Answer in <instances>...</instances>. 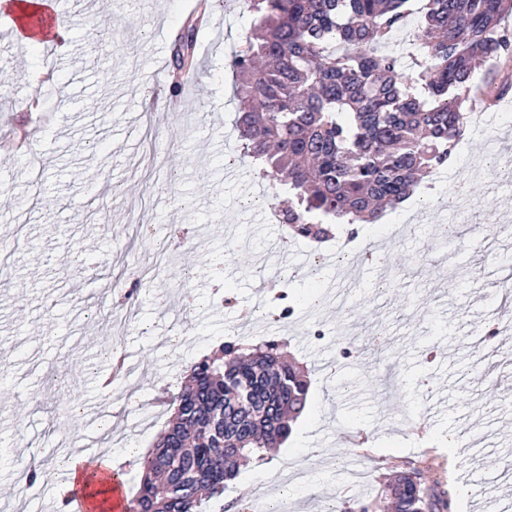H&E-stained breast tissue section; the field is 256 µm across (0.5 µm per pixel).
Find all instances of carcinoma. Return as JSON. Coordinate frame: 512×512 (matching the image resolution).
<instances>
[{
  "label": "carcinoma",
  "mask_w": 512,
  "mask_h": 512,
  "mask_svg": "<svg viewBox=\"0 0 512 512\" xmlns=\"http://www.w3.org/2000/svg\"><path fill=\"white\" fill-rule=\"evenodd\" d=\"M253 34L231 66L243 156L288 192L287 234L325 241L353 224H375L448 165L468 126L471 86L489 60L512 53L501 30L512 0H244ZM419 19L424 48L409 69L382 51ZM196 24L185 28L174 68L193 65ZM286 343L236 338L189 368L172 414L136 457L139 489L127 512H224V489L292 431L310 381L282 353ZM43 460L26 484L51 478ZM391 512H442L446 493L414 470L396 473Z\"/></svg>",
  "instance_id": "cac0c4a2"
}]
</instances>
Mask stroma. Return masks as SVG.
Listing matches in <instances>:
<instances>
[{"label":"stroma","instance_id":"stroma-1","mask_svg":"<svg viewBox=\"0 0 512 512\" xmlns=\"http://www.w3.org/2000/svg\"><path fill=\"white\" fill-rule=\"evenodd\" d=\"M197 2L54 0L71 30L62 49L16 38L0 9V143L23 134L41 156L36 176L27 154H0V505L58 504L56 478L26 495L31 456L102 443L133 493L131 455L163 428L164 401L235 328L245 340L286 339L311 390L288 440L243 469L225 502L257 488L268 503L287 497L291 512H328L380 502L387 478L406 469L448 493V512H512V338L483 340L512 328V180L484 146L494 137L512 148V60L489 64L475 99L484 120L467 128L448 178L364 225L366 242L386 248L383 272H358L349 289L341 241H289L299 307L282 324L254 273L285 233L271 215L284 194L240 154L228 66L250 16L206 14L196 95L178 112L158 105ZM38 90L53 111L31 107ZM425 196L432 207L414 233L395 234ZM176 226L179 245L157 254ZM354 338L379 341L385 363H345L339 349ZM113 349L137 369L107 388ZM132 390L142 407H127Z\"/></svg>","mask_w":512,"mask_h":512}]
</instances>
